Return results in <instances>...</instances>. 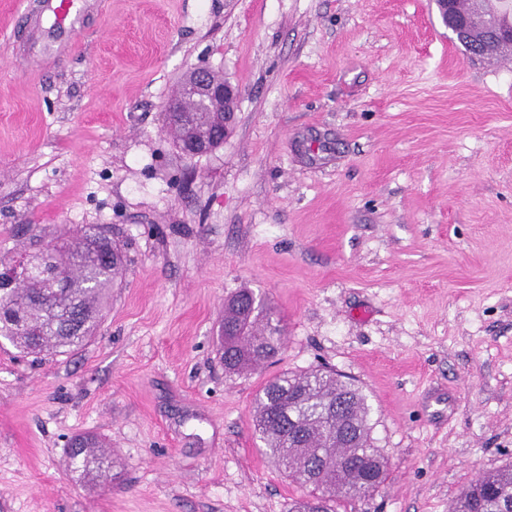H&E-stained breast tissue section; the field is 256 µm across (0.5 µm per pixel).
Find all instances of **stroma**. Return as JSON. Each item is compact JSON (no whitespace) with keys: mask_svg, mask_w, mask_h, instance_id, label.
<instances>
[{"mask_svg":"<svg viewBox=\"0 0 512 512\" xmlns=\"http://www.w3.org/2000/svg\"><path fill=\"white\" fill-rule=\"evenodd\" d=\"M201 61L239 110L189 159L163 112ZM87 225L126 257L97 334L41 359L0 337V512H289L254 400L322 366L391 463L355 512H448L512 465V66L430 0H93L41 69L0 42V260ZM242 288L286 342L232 377ZM87 432L110 461L84 479Z\"/></svg>","mask_w":512,"mask_h":512,"instance_id":"obj_1","label":"stroma"}]
</instances>
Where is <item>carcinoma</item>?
Masks as SVG:
<instances>
[{"label": "carcinoma", "mask_w": 512, "mask_h": 512, "mask_svg": "<svg viewBox=\"0 0 512 512\" xmlns=\"http://www.w3.org/2000/svg\"><path fill=\"white\" fill-rule=\"evenodd\" d=\"M22 264L29 271L25 283L0 291V336L34 355L78 348L91 338L124 267L112 239L90 230L64 240L52 255H30ZM221 326L230 329L220 346L224 370L233 376H247L272 361L285 341L268 305L247 310L230 298ZM255 410L266 454L308 491L289 512H338L386 482L390 461L375 445L367 397L353 381L328 369L282 373L261 387ZM82 438L69 458L89 476L107 459V448L96 436ZM511 500L510 465L479 475L449 512H504Z\"/></svg>", "instance_id": "obj_1"}]
</instances>
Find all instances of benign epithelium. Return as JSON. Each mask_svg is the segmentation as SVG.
<instances>
[{"instance_id":"7a95c632","label":"benign epithelium","mask_w":512,"mask_h":512,"mask_svg":"<svg viewBox=\"0 0 512 512\" xmlns=\"http://www.w3.org/2000/svg\"><path fill=\"white\" fill-rule=\"evenodd\" d=\"M435 3L440 16L448 19V28L455 34L462 33L465 42L475 49L472 57L485 56L495 45H512V24L501 22L495 7L496 0H469L468 11L461 13L456 9V0H435ZM239 96L238 88L230 82L214 79L205 62L190 68L184 84V97L219 103L223 120L220 130L210 139H200L194 132L192 119L186 115L183 101L179 98L168 100L165 111L182 128L184 139L181 148L186 157L192 159L206 155L224 142L235 123Z\"/></svg>"}]
</instances>
